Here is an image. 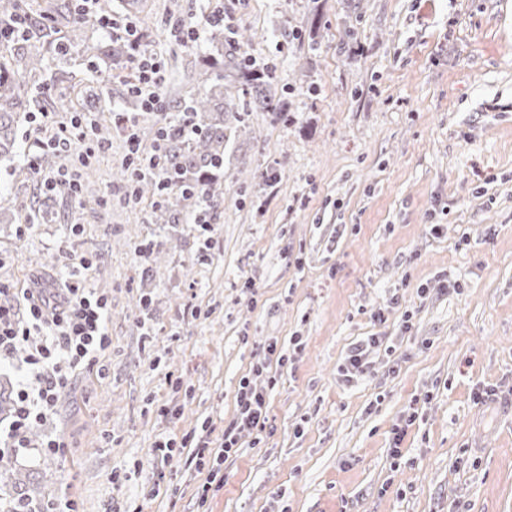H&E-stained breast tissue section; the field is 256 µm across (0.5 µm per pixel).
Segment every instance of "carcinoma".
<instances>
[{"instance_id":"cac0c4a2","label":"carcinoma","mask_w":512,"mask_h":512,"mask_svg":"<svg viewBox=\"0 0 512 512\" xmlns=\"http://www.w3.org/2000/svg\"><path fill=\"white\" fill-rule=\"evenodd\" d=\"M16 16L24 18L26 32L6 39L4 51L0 52V161L4 162L16 157L21 114L30 112L39 94V78L50 70L52 61L80 55L87 59V69L94 74L93 59L98 55L119 61L128 56L124 43L104 46L92 39L87 30L89 19L64 4H49L38 10L29 0H0V22ZM249 42L250 36L244 32L226 36L224 31L214 30L203 66L197 72L198 83L207 91L184 106L200 134L187 139L175 125H163L175 182L159 186L149 180L140 182L138 187L141 195L164 197V202L155 207L156 223L174 228L186 217L187 204L215 205L220 194L218 172L219 163L224 161V148L241 132L244 119L239 112L248 111V105L235 102V97L229 95L235 84L248 86L263 110L288 111L287 105L272 95L269 71L259 70L247 55ZM84 110L81 86L68 81L61 90L59 111Z\"/></svg>"}]
</instances>
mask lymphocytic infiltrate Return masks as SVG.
I'll return each mask as SVG.
<instances>
[{"label":"lymphocytic infiltrate","mask_w":512,"mask_h":512,"mask_svg":"<svg viewBox=\"0 0 512 512\" xmlns=\"http://www.w3.org/2000/svg\"><path fill=\"white\" fill-rule=\"evenodd\" d=\"M98 23L129 46L134 70L130 93L141 100L144 111L164 110L161 90L166 82L165 66L157 55L145 49L136 25L108 14L100 15ZM93 129L91 118L74 116L70 123L58 125L51 145L67 151L81 149L89 154L107 151L108 142L94 139ZM128 146L126 166L131 182L169 181L164 139H157L149 154L141 151L136 137H129ZM106 306V297L81 281L37 282L19 292L0 282V363L14 364L21 373L12 419L0 428V449L16 452L28 447L30 433L57 411L60 397L74 374L92 369L101 353L111 346L103 325ZM269 410L264 392L251 387L249 382H240L237 415L221 437L188 433L178 439L159 440L153 446V456L158 463L165 464L174 455L189 453L197 468L207 473L203 491L222 487L221 471L225 460L238 451L240 432L264 433Z\"/></svg>","instance_id":"obj_1"}]
</instances>
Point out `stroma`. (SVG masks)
<instances>
[{
	"mask_svg": "<svg viewBox=\"0 0 512 512\" xmlns=\"http://www.w3.org/2000/svg\"><path fill=\"white\" fill-rule=\"evenodd\" d=\"M165 3L144 0L135 22L166 63L173 112L200 91L212 33L177 41ZM179 4L190 23L220 11L249 29L288 111L247 113L212 230L173 229L150 196L125 197L124 119L138 113L147 152L161 124L127 95L130 68L98 60L110 82L82 85L109 151L56 163L92 198L44 194L30 169L72 118L41 96L14 167L0 166L14 217L0 223V280H65L88 259L112 345L33 448L0 461V487L29 473L77 512H512V0ZM32 208L48 219L27 223ZM149 242L154 263L135 252ZM367 336L380 343L346 378ZM273 339L287 365L251 373ZM244 378L268 392L269 425L242 433L223 487L202 494L184 455L157 471L156 441L221 435ZM481 387L495 397L476 401ZM48 434L64 453L41 451Z\"/></svg>",
	"mask_w": 512,
	"mask_h": 512,
	"instance_id": "35a3bbf8",
	"label": "stroma"
}]
</instances>
